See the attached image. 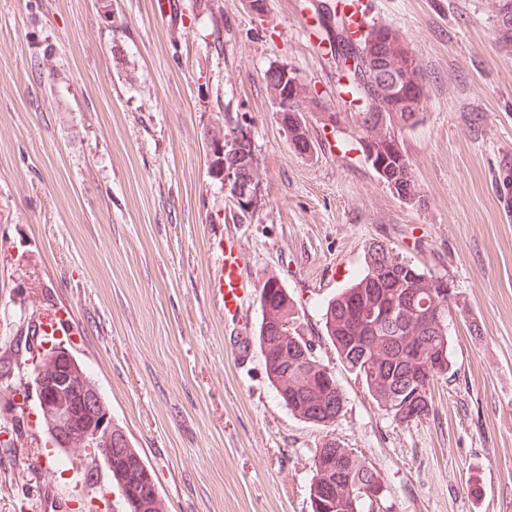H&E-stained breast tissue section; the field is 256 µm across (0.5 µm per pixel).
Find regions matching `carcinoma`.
Returning <instances> with one entry per match:
<instances>
[{"label":"carcinoma","mask_w":512,"mask_h":512,"mask_svg":"<svg viewBox=\"0 0 512 512\" xmlns=\"http://www.w3.org/2000/svg\"><path fill=\"white\" fill-rule=\"evenodd\" d=\"M341 4L343 0H336L334 6L336 33L346 39L359 29L352 28L347 9ZM396 33L398 30L388 24L371 25L370 30L357 41L360 61L356 68L361 70L365 67L362 58L368 55L370 40ZM388 64L396 72H423L419 58L410 48L405 55L389 48ZM336 74L338 96L351 95L349 111L335 113L336 122L345 120L351 123L358 138L378 145L380 153L375 159L382 158L395 165L401 192L410 198H421L403 143H395L398 132L394 127L393 113H386L388 120L384 121L380 119V113L368 111L365 88L368 79L353 76L351 82L343 84L340 81L344 77L343 72L338 69ZM218 160L223 163L226 176L243 173L255 183H260L251 144L234 142ZM271 282L270 278L265 280L260 289L262 320L257 335L263 361L272 362V373L267 378L291 414L308 423L327 426L342 411V394L334 376H324V363L317 355L297 358L291 353L299 347L313 348L310 344L312 337L306 336L299 312L287 289L282 286L274 288ZM410 288L418 293V303L430 308L448 307V295L445 294L448 283L420 271L393 247L373 242L366 251L364 272L329 301L324 322V336L335 345L340 362L360 379L377 407L400 424L427 418L433 410V402L431 387L428 386L414 396V401L404 404L406 397L397 396L398 379L428 363L438 352L444 354L443 367L433 374V378L448 374L450 369L446 335L423 325L410 311L406 312L405 319L398 320L403 313L399 309L401 296ZM357 304L377 308L390 305L396 308L395 319L383 324L358 325L349 316L351 308ZM283 319L288 323L285 341L271 335L267 328V324ZM61 363L68 368V397L46 391L47 407L40 409V415L50 442L71 460L74 454L90 444L79 404L82 396L96 386V381L77 359H69L66 348L60 346L52 347L39 357L34 365L33 380L52 377ZM58 404L70 407V421L63 432L59 431L60 423L54 412ZM94 452L104 462L120 496L131 492L141 503L143 512H164L154 474L131 440L121 442L110 454L104 444L95 445ZM326 483L336 486V497L327 499L318 494L319 486ZM374 486H383L380 475L352 449L333 439L325 440L316 449L309 486L312 512H375L374 501L367 494V490Z\"/></svg>","instance_id":"1"}]
</instances>
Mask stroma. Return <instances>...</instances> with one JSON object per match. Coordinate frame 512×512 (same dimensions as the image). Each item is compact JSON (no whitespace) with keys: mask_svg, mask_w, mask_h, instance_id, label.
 I'll use <instances>...</instances> for the list:
<instances>
[{"mask_svg":"<svg viewBox=\"0 0 512 512\" xmlns=\"http://www.w3.org/2000/svg\"><path fill=\"white\" fill-rule=\"evenodd\" d=\"M426 73L402 130L424 204L378 179L349 126L313 121L295 153L264 74L281 64L331 111L336 57L308 25L323 0H0V512H73L107 495L92 450L64 460L42 426L31 327L65 310L67 347L154 470L165 512H311L316 448L333 439L373 467L390 512H512V54L487 0H367ZM251 133L261 201L235 218L212 170L216 119ZM233 238L254 290L225 320L207 286L209 243ZM447 280L449 376L433 410L401 424L323 340L330 299L370 243ZM276 277L344 398L318 427L291 415L255 337Z\"/></svg>","mask_w":512,"mask_h":512,"instance_id":"stroma-1","label":"stroma"}]
</instances>
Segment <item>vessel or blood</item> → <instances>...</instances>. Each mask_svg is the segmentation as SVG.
<instances>
[{"instance_id":"vessel-or-blood-1","label":"vessel or blood","mask_w":512,"mask_h":512,"mask_svg":"<svg viewBox=\"0 0 512 512\" xmlns=\"http://www.w3.org/2000/svg\"><path fill=\"white\" fill-rule=\"evenodd\" d=\"M210 252L214 272L208 286L220 298L225 318H237L251 293L239 250L233 242L218 239L211 242Z\"/></svg>"}]
</instances>
